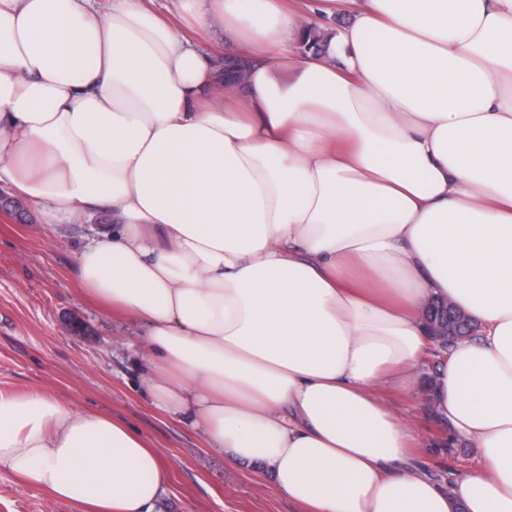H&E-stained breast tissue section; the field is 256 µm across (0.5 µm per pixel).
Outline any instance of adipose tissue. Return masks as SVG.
Wrapping results in <instances>:
<instances>
[{"label":"adipose tissue","mask_w":512,"mask_h":512,"mask_svg":"<svg viewBox=\"0 0 512 512\" xmlns=\"http://www.w3.org/2000/svg\"><path fill=\"white\" fill-rule=\"evenodd\" d=\"M107 2L0 0V186L108 217L79 282L153 405L301 512H512V0ZM311 15L326 50L295 53ZM436 298L476 326L431 370L480 454L446 487L375 394L416 380ZM1 471L81 512L168 484L148 439L39 390L0 392Z\"/></svg>","instance_id":"obj_1"}]
</instances>
